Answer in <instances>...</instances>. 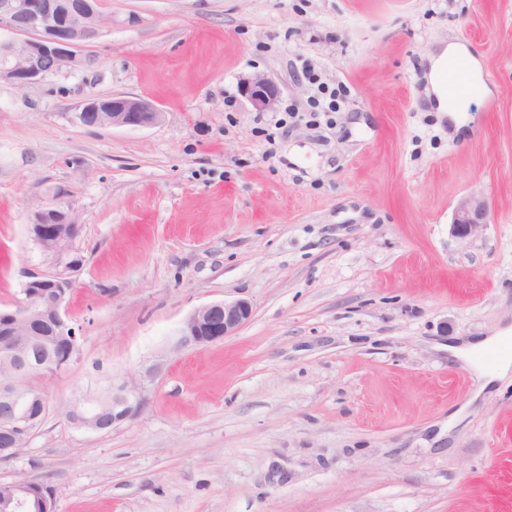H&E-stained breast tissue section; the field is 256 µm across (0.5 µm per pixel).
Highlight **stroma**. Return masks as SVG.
I'll use <instances>...</instances> for the list:
<instances>
[{
  "mask_svg": "<svg viewBox=\"0 0 512 512\" xmlns=\"http://www.w3.org/2000/svg\"><path fill=\"white\" fill-rule=\"evenodd\" d=\"M103 11L85 68L0 84V308L50 268L27 224L55 197L84 257L81 351L42 380L50 412L0 482L47 487L56 512H512V377L478 392L480 357L448 354L512 326V0ZM452 42L486 77L454 136L426 78ZM256 74L275 111L241 94ZM112 93L164 122L72 123ZM475 189L489 224L461 241L454 205ZM238 298L253 315L236 333L174 350L194 309ZM162 350L139 415L68 422L74 396ZM241 90L256 112L273 111L280 102L278 85L265 75L259 74L243 82Z\"/></svg>",
  "mask_w": 512,
  "mask_h": 512,
  "instance_id": "stroma-1",
  "label": "stroma"
}]
</instances>
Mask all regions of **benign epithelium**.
<instances>
[{
	"label": "benign epithelium",
	"mask_w": 512,
	"mask_h": 512,
	"mask_svg": "<svg viewBox=\"0 0 512 512\" xmlns=\"http://www.w3.org/2000/svg\"><path fill=\"white\" fill-rule=\"evenodd\" d=\"M104 23L100 0H0V25L12 36L0 40V83L25 87L64 71L84 68L89 59L81 45L98 35ZM241 90L257 112H270L280 102L278 85L265 75H256ZM164 113L151 101L136 96L111 94L91 96L72 113V122L88 128H146L162 123ZM490 208L485 195L470 191L457 201L450 233L459 240L480 236L487 228ZM81 224L74 209L63 202L34 211L28 232L39 249L50 257L52 270L28 277L22 299L9 309H0V365L7 374L0 378V459L17 455L14 443L26 445L49 412L47 399L34 378L56 374L55 360L39 361L41 344L37 329L47 327L52 336L71 341V358L80 352V329L68 317L69 295L74 276L84 264L76 246ZM253 314L246 299L204 305L191 313L173 345L188 349L230 336ZM165 356L144 365L131 378L114 380L95 392H83L67 405L66 418L75 427L101 432L139 414L147 386L160 374ZM43 487L26 479L0 482V503L9 512H31L35 494Z\"/></svg>",
	"instance_id": "benign-epithelium-1"
}]
</instances>
